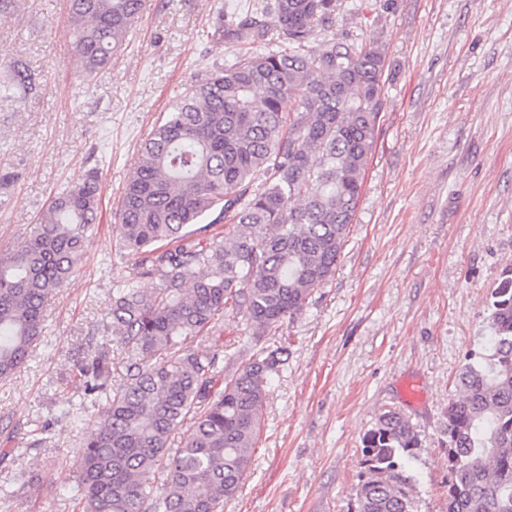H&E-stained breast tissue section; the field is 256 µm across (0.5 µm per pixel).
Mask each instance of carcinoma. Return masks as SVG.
<instances>
[{
  "label": "carcinoma",
  "mask_w": 512,
  "mask_h": 512,
  "mask_svg": "<svg viewBox=\"0 0 512 512\" xmlns=\"http://www.w3.org/2000/svg\"><path fill=\"white\" fill-rule=\"evenodd\" d=\"M82 73L105 69L143 0H69ZM340 0H260L224 19L236 61L170 104L141 149L114 225L129 274L112 291L111 336L74 360L91 406L74 512H222L251 466L271 376L288 347L269 343L336 272L384 105V52L346 35ZM276 39L280 51L252 49ZM22 61L0 96L28 98ZM98 170L53 197L41 222L0 256V379L26 362L52 297L77 272L100 219ZM157 278L150 293L139 280ZM484 352L463 365L445 413L447 512H512V270L492 289ZM245 321L247 362L224 376L220 337ZM124 364L113 381L116 360ZM188 426L180 446L171 439ZM420 447L387 409L362 437L350 512H414ZM167 472L153 489L149 475Z\"/></svg>",
  "instance_id": "cac0c4a2"
}]
</instances>
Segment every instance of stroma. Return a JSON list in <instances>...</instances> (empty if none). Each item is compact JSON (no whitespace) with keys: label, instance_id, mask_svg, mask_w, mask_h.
<instances>
[{"label":"stroma","instance_id":"stroma-1","mask_svg":"<svg viewBox=\"0 0 512 512\" xmlns=\"http://www.w3.org/2000/svg\"><path fill=\"white\" fill-rule=\"evenodd\" d=\"M249 0H145L109 70L86 79L67 0H13L0 13V78L26 63L36 96L0 103V254L48 200L99 166L100 222L82 266L47 311L28 360L0 382V512H72L87 428L52 419L84 405L65 384L88 337L109 336L126 270L113 226L140 148L172 100L237 47L217 28ZM386 55L385 105L335 275L282 331L287 363L269 386L252 465L224 512H348L361 439L402 411L421 446L417 512H446L444 413L489 335L490 294L512 267V0H343L335 30ZM412 380L421 398H402ZM47 427L41 445L30 433Z\"/></svg>","mask_w":512,"mask_h":512}]
</instances>
